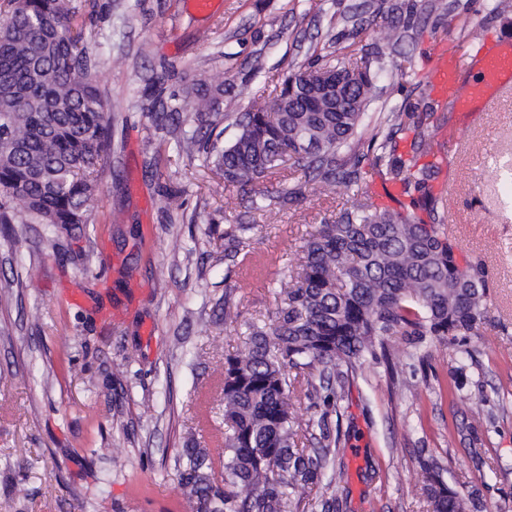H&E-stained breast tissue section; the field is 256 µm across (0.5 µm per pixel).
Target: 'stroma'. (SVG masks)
<instances>
[{
  "label": "stroma",
  "mask_w": 512,
  "mask_h": 512,
  "mask_svg": "<svg viewBox=\"0 0 512 512\" xmlns=\"http://www.w3.org/2000/svg\"><path fill=\"white\" fill-rule=\"evenodd\" d=\"M187 0H71L95 36L94 80L112 100L111 166L100 179L94 224L43 237L26 229L20 254L0 241V276L20 270L34 287L0 304V512H185L174 469L180 448L214 447L224 432V357L245 325L268 320L293 287L301 246L314 227L349 207L344 186L321 192L289 171L273 194L288 204L241 201L189 157L182 119L155 120V95L181 99L187 82L223 84L240 111L266 108L277 79L339 34L337 15L358 13L349 50L385 45L399 20L418 40L391 47L401 74L375 80L399 112L433 100L435 42L463 56L462 20L490 38H512V15L487 16L489 0H460V15L429 12L425 0H216L198 13ZM121 56L123 67L111 59ZM435 152L446 165L431 188L453 183L446 219L458 260L482 259L488 320L477 335L433 346L389 336V359L365 357L343 401L348 500L343 512H426L419 455L438 459L448 484L479 493L491 512H512V93L485 112L438 111ZM151 152H143L145 140ZM181 194L170 211L167 194ZM249 224L250 255L224 257V228ZM232 299L239 315L225 318ZM122 373H114V365ZM413 385H392L391 373ZM151 414H144V406ZM127 466L116 471L113 455Z\"/></svg>",
  "instance_id": "stroma-1"
}]
</instances>
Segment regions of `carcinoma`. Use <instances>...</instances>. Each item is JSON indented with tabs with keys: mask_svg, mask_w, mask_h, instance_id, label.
<instances>
[{
	"mask_svg": "<svg viewBox=\"0 0 512 512\" xmlns=\"http://www.w3.org/2000/svg\"><path fill=\"white\" fill-rule=\"evenodd\" d=\"M0 21V224H42L50 235L95 221L91 203L110 166L112 100L92 79V36L74 23L68 0H9ZM469 50L485 39L482 23L463 27ZM348 47L329 39V50L284 73L270 111L217 112L224 89L194 84L184 106L155 102L163 120L184 109L197 127L215 131L222 120L237 133L227 143L185 137L181 151L198 150L224 180L255 208L274 197L254 194L293 160L323 190L338 184L361 191L369 171L402 185L410 203L378 208L354 199L333 222L306 240L295 287L269 322L248 324L244 348L224 358V423L228 432L214 448L187 447L176 461L187 512H288L292 496L323 484L322 512H336L345 491L341 436L330 427L340 416L346 386L361 360L385 350V337L400 331L441 344L474 335L488 312L483 264L460 265L445 216L428 190L435 166L416 163L434 154L430 120L413 123V156L397 153L402 114L370 111L373 71L381 56L345 64ZM334 74L345 91L338 111L315 92ZM374 156L362 167V136ZM24 198L16 215L9 202ZM428 219L416 215L419 201ZM251 224L224 229V257L236 261ZM307 399L308 419L296 416ZM428 512H482L443 478L434 458L420 461Z\"/></svg>",
	"mask_w": 512,
	"mask_h": 512,
	"instance_id": "1",
	"label": "carcinoma"
}]
</instances>
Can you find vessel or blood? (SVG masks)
<instances>
[{
    "label": "vessel or blood",
    "instance_id": "b4317fda",
    "mask_svg": "<svg viewBox=\"0 0 512 512\" xmlns=\"http://www.w3.org/2000/svg\"><path fill=\"white\" fill-rule=\"evenodd\" d=\"M458 58L439 53L433 68L436 97L452 102L455 109L475 112L491 106L503 93L512 91V41L503 39L480 57L479 79L467 92H460L457 82Z\"/></svg>",
    "mask_w": 512,
    "mask_h": 512
}]
</instances>
